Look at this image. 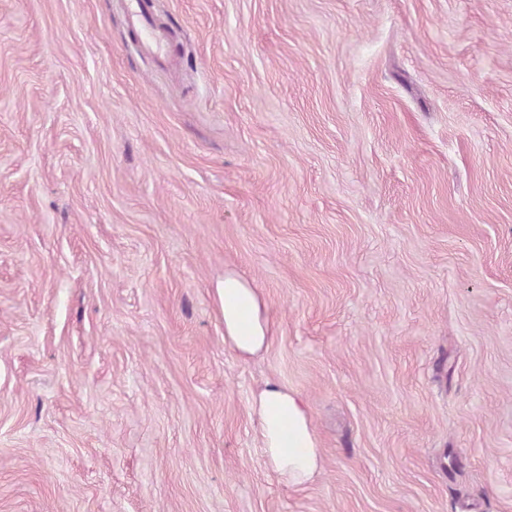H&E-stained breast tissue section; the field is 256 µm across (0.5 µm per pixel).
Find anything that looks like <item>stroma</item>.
Segmentation results:
<instances>
[{"label": "stroma", "mask_w": 512, "mask_h": 512, "mask_svg": "<svg viewBox=\"0 0 512 512\" xmlns=\"http://www.w3.org/2000/svg\"><path fill=\"white\" fill-rule=\"evenodd\" d=\"M149 3L0 0V512H512V0ZM127 11L132 25L140 32L144 48L153 55H160L164 49V36L154 27L143 0H129ZM224 311V343L242 360L264 350L272 336L266 306L258 291L233 273H225L218 288ZM250 410L258 418L262 452L271 472L286 485L307 483L321 461L308 403L269 381L254 395Z\"/></svg>", "instance_id": "1"}]
</instances>
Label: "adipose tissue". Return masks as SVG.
<instances>
[{
    "label": "adipose tissue",
    "instance_id": "1",
    "mask_svg": "<svg viewBox=\"0 0 512 512\" xmlns=\"http://www.w3.org/2000/svg\"><path fill=\"white\" fill-rule=\"evenodd\" d=\"M219 297L224 311L225 345L243 360L264 350L271 340L272 328L258 291L228 273ZM250 410L258 419L262 452L271 472L290 486L307 483L321 461L307 402L269 381L254 395Z\"/></svg>",
    "mask_w": 512,
    "mask_h": 512
}]
</instances>
